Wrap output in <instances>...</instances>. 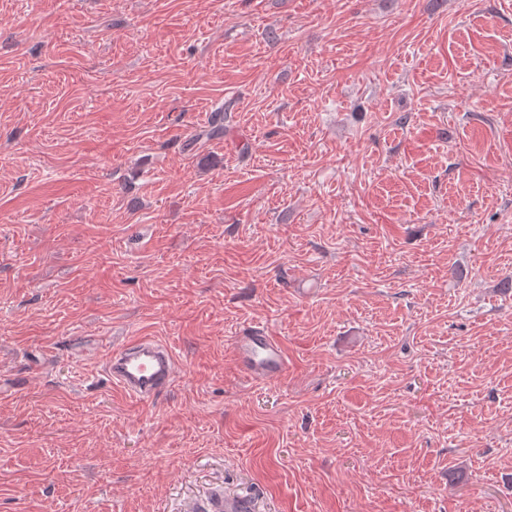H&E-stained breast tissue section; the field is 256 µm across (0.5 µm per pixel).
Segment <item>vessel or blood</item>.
Returning <instances> with one entry per match:
<instances>
[{
    "label": "vessel or blood",
    "instance_id": "vessel-or-blood-1",
    "mask_svg": "<svg viewBox=\"0 0 512 512\" xmlns=\"http://www.w3.org/2000/svg\"><path fill=\"white\" fill-rule=\"evenodd\" d=\"M233 355L240 370L254 380L275 379L288 369L281 343L263 327L243 328L233 340ZM105 371L113 385L128 398L140 403L149 402L171 387L176 374V359L169 347L144 336L113 351L106 361ZM186 512H251V505L243 498L218 492L206 507L191 503Z\"/></svg>",
    "mask_w": 512,
    "mask_h": 512
}]
</instances>
